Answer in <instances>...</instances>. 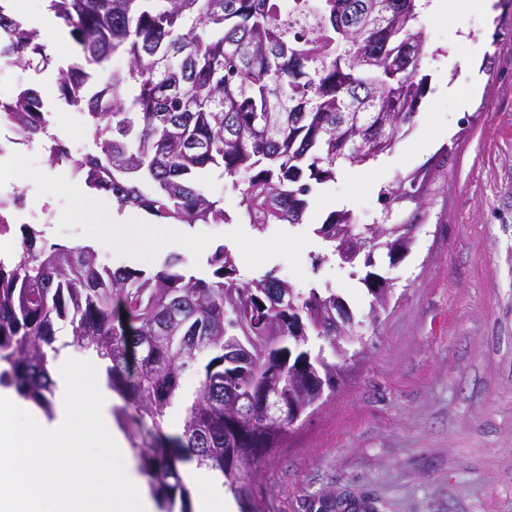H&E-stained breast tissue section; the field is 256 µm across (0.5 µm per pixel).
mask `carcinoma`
Instances as JSON below:
<instances>
[{
	"label": "carcinoma",
	"mask_w": 512,
	"mask_h": 512,
	"mask_svg": "<svg viewBox=\"0 0 512 512\" xmlns=\"http://www.w3.org/2000/svg\"><path fill=\"white\" fill-rule=\"evenodd\" d=\"M420 0H318L312 26L282 22L279 0H50L81 57L57 68L62 99L86 119L97 151L68 161L118 210L182 224H224L230 216L197 176L219 170L240 196L239 219L263 234L301 224L314 186L390 153L412 126L428 91L421 72ZM126 69L104 82L112 55ZM48 62L40 31L0 0V61ZM41 91L22 87L0 101L19 136L46 134ZM448 147L381 187L382 216L359 224L350 209L313 229L325 253L313 267L342 261L336 225L364 237L360 260L421 224L448 174ZM24 226L16 259L0 262V384L51 413L49 358L71 347L95 354L125 405L116 418L139 468L166 512L189 509L179 463L219 471L242 512H270L256 470L321 387H336L348 351L336 347L332 288H295L271 269L246 278L220 245L209 274L180 256L155 273L99 261L89 246L38 245ZM127 317H122V314ZM68 329L67 339L61 332ZM209 354L200 394L182 432L164 431L183 373Z\"/></svg>",
	"instance_id": "carcinoma-1"
}]
</instances>
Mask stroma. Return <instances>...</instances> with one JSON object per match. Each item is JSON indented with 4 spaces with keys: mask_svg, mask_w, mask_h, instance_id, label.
<instances>
[{
    "mask_svg": "<svg viewBox=\"0 0 512 512\" xmlns=\"http://www.w3.org/2000/svg\"><path fill=\"white\" fill-rule=\"evenodd\" d=\"M466 16L465 27L454 24ZM422 71L430 78L421 121L393 151L355 174L316 188L303 224L258 235L245 224L198 225L199 271L222 243L242 274L276 268L294 287L329 285L346 300L360 342L335 392L324 393L258 467L256 486L273 512H512V0L489 16L452 0L450 13L423 14ZM482 53L470 69L451 57L469 45ZM470 97L466 111L440 84ZM50 131L75 147L89 141L83 117L43 89ZM448 177L426 207L410 252L381 263L392 299L377 321L370 297L349 269L313 270V234L334 210L369 224L382 208L381 186L441 147ZM33 211L61 210L65 184H81L68 164L44 153L27 159Z\"/></svg>",
    "mask_w": 512,
    "mask_h": 512,
    "instance_id": "35a3bbf8",
    "label": "stroma"
}]
</instances>
